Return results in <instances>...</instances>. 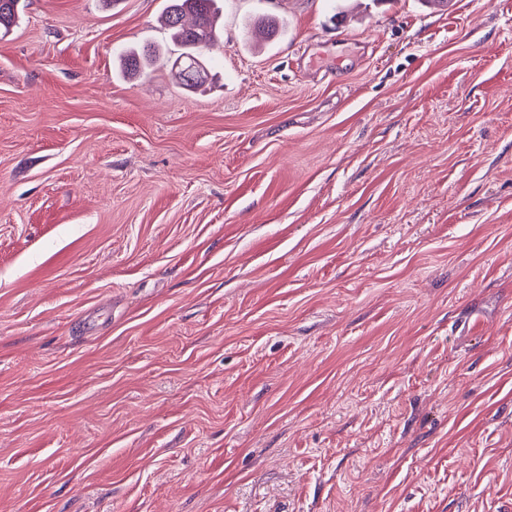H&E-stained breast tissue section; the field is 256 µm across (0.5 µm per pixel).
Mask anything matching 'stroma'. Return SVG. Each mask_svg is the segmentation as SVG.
<instances>
[{"mask_svg": "<svg viewBox=\"0 0 512 512\" xmlns=\"http://www.w3.org/2000/svg\"><path fill=\"white\" fill-rule=\"evenodd\" d=\"M167 5L0 39V512H512V0ZM217 0H171L166 11L165 24L171 39L179 47V54L171 60V69L187 90L199 89L202 79H195L189 68L205 73L208 60L204 55L216 41L214 18Z\"/></svg>", "mask_w": 512, "mask_h": 512, "instance_id": "35a3bbf8", "label": "stroma"}]
</instances>
